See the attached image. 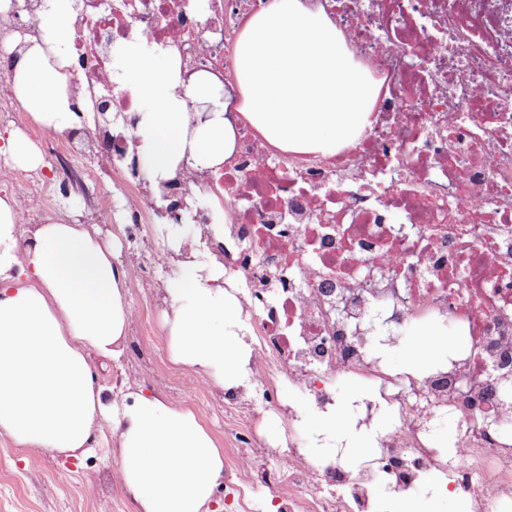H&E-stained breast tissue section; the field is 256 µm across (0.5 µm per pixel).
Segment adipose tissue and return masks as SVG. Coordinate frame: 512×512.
<instances>
[{
	"mask_svg": "<svg viewBox=\"0 0 512 512\" xmlns=\"http://www.w3.org/2000/svg\"><path fill=\"white\" fill-rule=\"evenodd\" d=\"M38 21L52 39L9 46L4 64L15 98L46 130L78 116L68 85L70 0H50ZM237 109L274 147L335 155L370 123L380 95L341 32L306 0H267L235 34ZM127 83L143 104L131 130L150 183L182 164L216 170L235 151L236 129L213 81L182 83L174 57L139 44ZM19 202L0 197V435L18 447L76 457L95 431L111 428L133 512H211L224 483V451L187 407L142 395L106 401L92 361L119 360L133 314L125 265L95 225L51 221L21 233ZM186 251L166 293L170 361L219 388L237 384L249 358L248 328L224 287L221 264Z\"/></svg>",
	"mask_w": 512,
	"mask_h": 512,
	"instance_id": "ef3b65f1",
	"label": "adipose tissue"
}]
</instances>
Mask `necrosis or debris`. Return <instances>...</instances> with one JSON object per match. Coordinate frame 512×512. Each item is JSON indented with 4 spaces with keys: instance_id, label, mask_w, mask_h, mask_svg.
Instances as JSON below:
<instances>
[{
    "instance_id": "necrosis-or-debris-1",
    "label": "necrosis or debris",
    "mask_w": 512,
    "mask_h": 512,
    "mask_svg": "<svg viewBox=\"0 0 512 512\" xmlns=\"http://www.w3.org/2000/svg\"><path fill=\"white\" fill-rule=\"evenodd\" d=\"M312 2L384 83L363 137L333 157L285 153L242 118L229 165L155 186L127 133L138 100L118 86L117 47L139 36L175 53L182 81L204 73L235 93L241 0H71L74 104L94 118L99 162L124 175L133 226L218 202L210 251L253 329L248 376L224 391V436L244 451L224 468V506L249 512L261 486L274 512H375L378 487L409 496L435 478L468 512H512V0ZM439 325L462 343L426 373L391 372L376 352ZM346 378L372 388L336 423L376 433L354 467L309 454L295 426ZM282 412L285 442L268 446L255 423ZM443 415L457 423L445 449L431 444Z\"/></svg>"
}]
</instances>
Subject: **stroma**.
<instances>
[{
  "label": "stroma",
  "instance_id": "35a3bbf8",
  "mask_svg": "<svg viewBox=\"0 0 512 512\" xmlns=\"http://www.w3.org/2000/svg\"><path fill=\"white\" fill-rule=\"evenodd\" d=\"M34 119L20 121L17 113L0 112V132L17 131L33 140L41 153L60 150L66 176L46 172L45 181L55 192L56 205L33 213L29 221H65L97 225L102 239L118 245L119 257L138 253L140 262L126 268L127 299L134 312L119 362L97 368L96 381L107 400L133 402L137 394H155L176 406L190 407L213 433L224 439V392L191 369L171 363L167 353L165 321L170 310L166 290L175 280L178 263L172 236L194 239L195 224L169 229L156 222L152 212L142 215L145 232L127 222L125 198L118 177L98 164L96 144L77 130L38 137ZM155 336L142 337L144 323ZM117 440L110 432L97 435L80 458L18 448L0 436V512H132L120 480Z\"/></svg>",
  "mask_w": 512,
  "mask_h": 512
}]
</instances>
